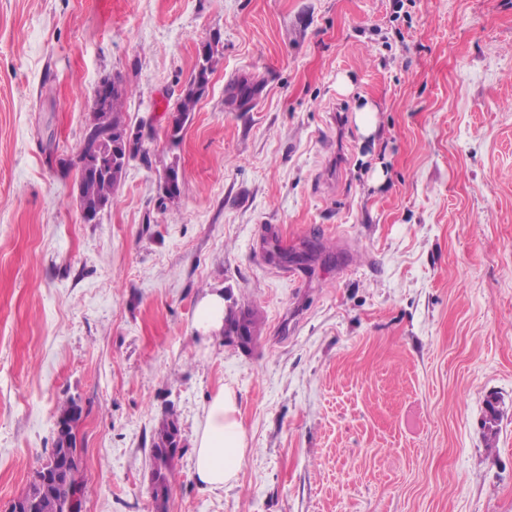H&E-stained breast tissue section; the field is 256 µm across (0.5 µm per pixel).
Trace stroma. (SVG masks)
I'll list each match as a JSON object with an SVG mask.
<instances>
[{
  "instance_id": "1",
  "label": "stroma",
  "mask_w": 512,
  "mask_h": 512,
  "mask_svg": "<svg viewBox=\"0 0 512 512\" xmlns=\"http://www.w3.org/2000/svg\"><path fill=\"white\" fill-rule=\"evenodd\" d=\"M116 74L146 154L85 224L74 162ZM310 241L311 268L270 258ZM227 288L262 316L250 350L195 327ZM225 385L248 449L208 490L193 444ZM73 400L83 512H155L168 409V512H512V0H0V512ZM176 432H179V423L175 414L171 412L159 420L152 438L150 448L152 473L159 477L161 483L149 493L158 512L167 511L172 487L176 481V463H167L162 457L164 448L174 447L173 441Z\"/></svg>"
}]
</instances>
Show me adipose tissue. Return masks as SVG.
<instances>
[{
  "label": "adipose tissue",
  "instance_id": "obj_1",
  "mask_svg": "<svg viewBox=\"0 0 512 512\" xmlns=\"http://www.w3.org/2000/svg\"><path fill=\"white\" fill-rule=\"evenodd\" d=\"M238 397L230 387L212 394L194 441L195 474L200 484L219 489L235 480L247 450Z\"/></svg>",
  "mask_w": 512,
  "mask_h": 512
}]
</instances>
